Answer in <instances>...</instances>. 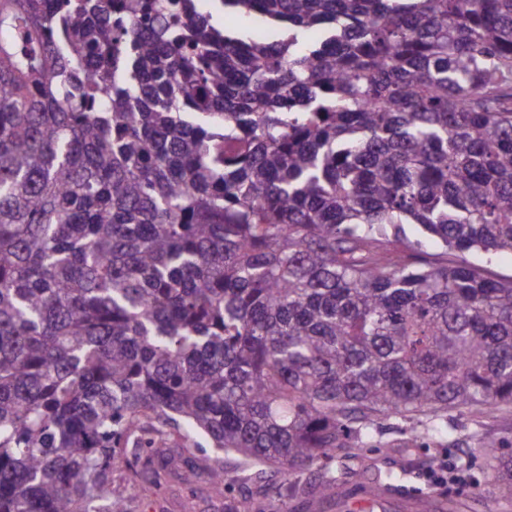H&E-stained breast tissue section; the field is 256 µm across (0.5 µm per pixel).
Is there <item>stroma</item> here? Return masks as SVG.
<instances>
[{"mask_svg":"<svg viewBox=\"0 0 512 512\" xmlns=\"http://www.w3.org/2000/svg\"><path fill=\"white\" fill-rule=\"evenodd\" d=\"M442 436L420 448H402V424L382 419L371 445L355 449L341 468L348 474L340 499L325 504V512H420L423 500H431L436 512L448 503L459 504V512H512L497 500V489L481 451L483 440L492 437L512 445V407L497 416L476 422L465 413L454 412L442 421ZM374 462L376 468L391 473L389 495L373 497L370 487L372 473L365 467ZM447 466L449 480L433 486L430 476L438 466ZM255 465L224 458V481L229 489L224 496L212 495L204 482L186 485L168 480L148 498L139 503L136 512H224L225 506H236L238 512H304L299 498L277 475H270L267 495L252 501L245 499L247 477Z\"/></svg>","mask_w":512,"mask_h":512,"instance_id":"35a3bbf8","label":"stroma"}]
</instances>
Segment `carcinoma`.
<instances>
[{"instance_id": "obj_1", "label": "carcinoma", "mask_w": 512, "mask_h": 512, "mask_svg": "<svg viewBox=\"0 0 512 512\" xmlns=\"http://www.w3.org/2000/svg\"><path fill=\"white\" fill-rule=\"evenodd\" d=\"M200 2L0 0V512L512 406V0Z\"/></svg>"}]
</instances>
